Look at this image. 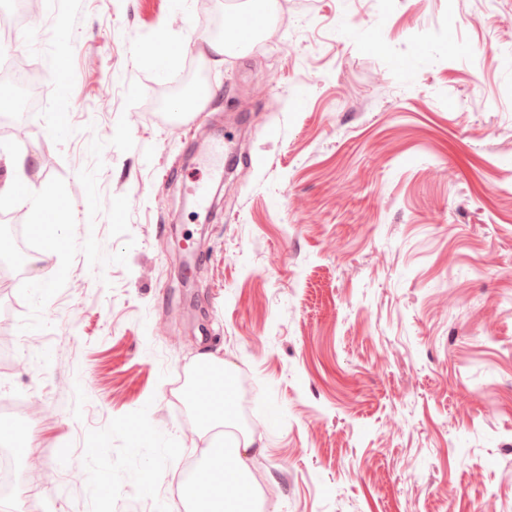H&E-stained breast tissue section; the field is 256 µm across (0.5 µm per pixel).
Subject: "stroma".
Segmentation results:
<instances>
[{"label": "stroma", "mask_w": 512, "mask_h": 512, "mask_svg": "<svg viewBox=\"0 0 512 512\" xmlns=\"http://www.w3.org/2000/svg\"><path fill=\"white\" fill-rule=\"evenodd\" d=\"M231 8L248 0H53L22 23L27 83L0 70V141L28 127V182L62 178L77 241L128 252L76 255L45 330L19 332L18 285L58 255L30 250L0 290V404L27 407L0 443V512H184L204 353L235 387L263 512H512V0H276L261 48L220 61ZM161 40L179 49L164 82L142 56ZM196 65L211 97L184 128L169 82ZM122 116L127 152L109 144ZM218 133L241 160L213 182ZM95 138L125 237L88 218Z\"/></svg>", "instance_id": "obj_1"}]
</instances>
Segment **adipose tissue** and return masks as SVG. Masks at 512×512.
Returning <instances> with one entry per match:
<instances>
[{"label": "adipose tissue", "mask_w": 512, "mask_h": 512, "mask_svg": "<svg viewBox=\"0 0 512 512\" xmlns=\"http://www.w3.org/2000/svg\"><path fill=\"white\" fill-rule=\"evenodd\" d=\"M270 0H250V24L243 32H225L223 40L212 42L211 51L224 56L229 46L247 49L271 26ZM248 448L235 442L217 441L208 447L199 471L197 485L184 489L193 512H258V483L248 465Z\"/></svg>", "instance_id": "adipose-tissue-1"}]
</instances>
